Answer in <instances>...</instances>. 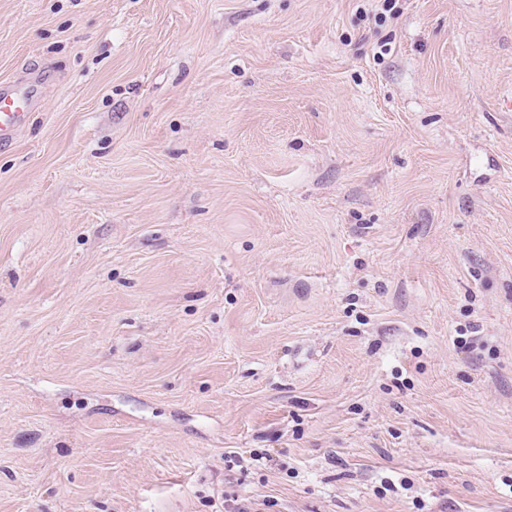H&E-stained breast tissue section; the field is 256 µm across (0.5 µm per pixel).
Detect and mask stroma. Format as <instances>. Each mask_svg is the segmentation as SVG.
Wrapping results in <instances>:
<instances>
[{
	"label": "stroma",
	"mask_w": 512,
	"mask_h": 512,
	"mask_svg": "<svg viewBox=\"0 0 512 512\" xmlns=\"http://www.w3.org/2000/svg\"><path fill=\"white\" fill-rule=\"evenodd\" d=\"M16 84L0 512H512V0H0Z\"/></svg>",
	"instance_id": "1"
}]
</instances>
